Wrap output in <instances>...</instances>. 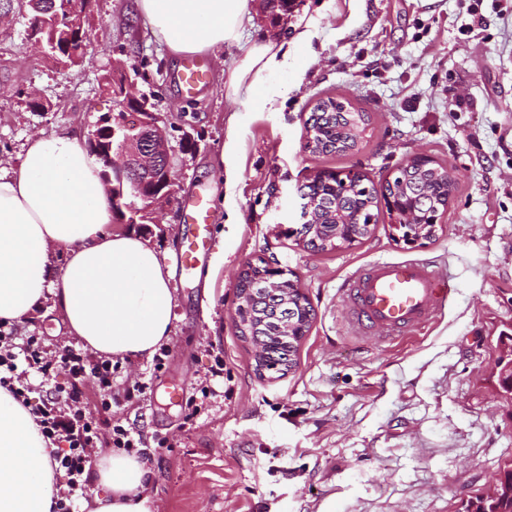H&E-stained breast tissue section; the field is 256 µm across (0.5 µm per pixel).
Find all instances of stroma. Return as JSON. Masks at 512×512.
I'll use <instances>...</instances> for the list:
<instances>
[{
    "label": "stroma",
    "mask_w": 512,
    "mask_h": 512,
    "mask_svg": "<svg viewBox=\"0 0 512 512\" xmlns=\"http://www.w3.org/2000/svg\"><path fill=\"white\" fill-rule=\"evenodd\" d=\"M296 0L272 20L248 0L242 44L204 54L208 79L195 96L172 79L181 56L152 34L138 0H93L85 27L94 47L70 69L38 52L27 12L0 10V167L18 166L40 134L89 132L111 113L106 78L121 65L169 116L176 185L149 224L123 226L178 259L183 204L205 194L210 242L194 275L174 271L175 315L162 369L121 360L118 378L142 381V404L113 408L142 438L156 512H464L512 469V398L500 393V331L512 329V0ZM312 33L292 48L295 65L271 75L276 106L254 97L244 112L225 98L224 72L243 44L294 24ZM45 104L32 111L29 94ZM342 95L369 112L360 149L317 156L303 121L321 97ZM462 99L452 112L448 104ZM237 128L239 176L224 204L221 146ZM425 153L456 175L454 199L436 238L395 241L387 219L349 249L313 253L298 243V188L322 169H358L374 182L408 155ZM264 259L297 281L315 319L294 370L258 377L254 347L236 328L234 285ZM378 260H418L448 276L454 297L422 330L380 342L349 324L339 300L346 279ZM24 335L73 344L51 303ZM224 353V375L191 427L177 386L192 394ZM173 440L159 448L162 438Z\"/></svg>",
    "instance_id": "stroma-1"
}]
</instances>
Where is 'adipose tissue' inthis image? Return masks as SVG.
<instances>
[{
  "mask_svg": "<svg viewBox=\"0 0 512 512\" xmlns=\"http://www.w3.org/2000/svg\"><path fill=\"white\" fill-rule=\"evenodd\" d=\"M171 53L240 43L248 0H138ZM284 43H252L224 73L232 103L279 97L267 76L291 67ZM99 169L79 133L41 134L22 146L18 168H0V324H21L52 301L70 335L103 356L149 359L170 339L171 267L132 233L112 231ZM52 445L37 417L0 386V512H54ZM146 460L104 454L93 512H154Z\"/></svg>",
  "mask_w": 512,
  "mask_h": 512,
  "instance_id": "obj_1",
  "label": "adipose tissue"
}]
</instances>
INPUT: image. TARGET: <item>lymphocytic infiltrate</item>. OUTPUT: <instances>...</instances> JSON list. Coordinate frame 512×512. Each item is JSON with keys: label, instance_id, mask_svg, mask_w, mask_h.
I'll list each match as a JSON object with an SVG mask.
<instances>
[{"label": "lymphocytic infiltrate", "instance_id": "lymphocytic-infiltrate-1", "mask_svg": "<svg viewBox=\"0 0 512 512\" xmlns=\"http://www.w3.org/2000/svg\"><path fill=\"white\" fill-rule=\"evenodd\" d=\"M29 370L46 380L63 373L69 382L35 405L30 398L32 389L24 380ZM117 370L112 358L95 356L72 345L51 351L35 337H20L18 328L0 327V385L10 388L22 404L33 405L44 437L63 446L55 456L56 468L65 478L58 491L56 512H75V502L86 497L96 449L130 452L141 443L138 432L119 424L110 433L102 431L103 413L121 402L141 401L147 390L143 382L118 387ZM88 379L96 386L92 397L84 387Z\"/></svg>", "mask_w": 512, "mask_h": 512}]
</instances>
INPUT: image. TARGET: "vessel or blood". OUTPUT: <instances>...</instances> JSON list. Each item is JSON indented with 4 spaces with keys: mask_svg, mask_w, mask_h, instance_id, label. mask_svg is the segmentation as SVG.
<instances>
[{
    "mask_svg": "<svg viewBox=\"0 0 512 512\" xmlns=\"http://www.w3.org/2000/svg\"><path fill=\"white\" fill-rule=\"evenodd\" d=\"M207 73L196 59L182 61L178 83L186 95L195 94ZM209 203L204 197L189 205V232L184 241L182 264L193 269L209 240ZM447 277L420 261H376L360 268L340 292L349 321L363 334L389 337L427 325L450 299Z\"/></svg>",
    "mask_w": 512,
    "mask_h": 512,
    "instance_id": "1",
    "label": "vessel or blood"
}]
</instances>
